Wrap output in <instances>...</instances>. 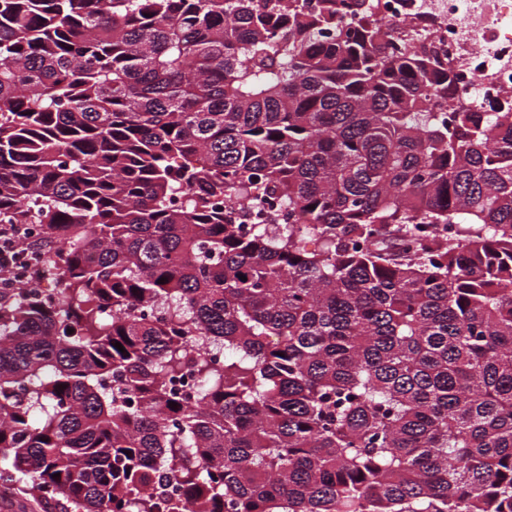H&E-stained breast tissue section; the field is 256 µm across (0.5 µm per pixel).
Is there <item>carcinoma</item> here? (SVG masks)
<instances>
[{
  "mask_svg": "<svg viewBox=\"0 0 512 512\" xmlns=\"http://www.w3.org/2000/svg\"><path fill=\"white\" fill-rule=\"evenodd\" d=\"M368 12L0 0V224L63 242L0 291V484L512 512V100L448 108Z\"/></svg>",
  "mask_w": 512,
  "mask_h": 512,
  "instance_id": "1",
  "label": "carcinoma"
}]
</instances>
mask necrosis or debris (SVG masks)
Masks as SVG:
<instances>
[{"label":"necrosis or debris","mask_w":512,"mask_h":512,"mask_svg":"<svg viewBox=\"0 0 512 512\" xmlns=\"http://www.w3.org/2000/svg\"><path fill=\"white\" fill-rule=\"evenodd\" d=\"M375 16L451 64L472 111L512 96V0H375Z\"/></svg>","instance_id":"4bbe7bcc"}]
</instances>
